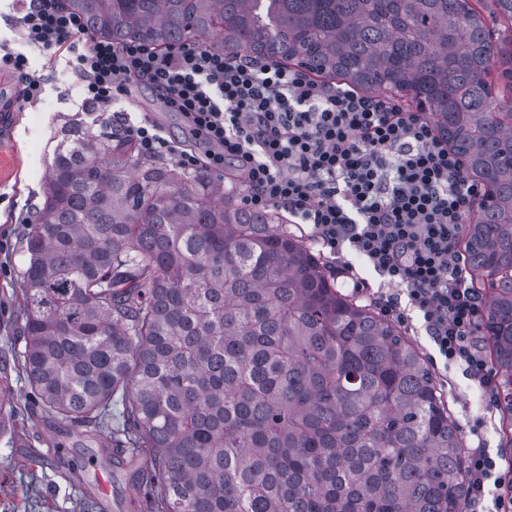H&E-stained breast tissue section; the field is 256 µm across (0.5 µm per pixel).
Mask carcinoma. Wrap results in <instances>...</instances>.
<instances>
[{"instance_id": "cac0c4a2", "label": "carcinoma", "mask_w": 512, "mask_h": 512, "mask_svg": "<svg viewBox=\"0 0 512 512\" xmlns=\"http://www.w3.org/2000/svg\"><path fill=\"white\" fill-rule=\"evenodd\" d=\"M476 4L512 25V0H63L117 44L219 35L229 59L430 112L482 189L463 251L511 427L512 30ZM64 136L25 238L16 360L45 415L149 460L147 512H464L462 437L422 353L338 290L286 215L124 135Z\"/></svg>"}]
</instances>
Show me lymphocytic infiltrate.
Listing matches in <instances>:
<instances>
[{"instance_id": "f902f5d3", "label": "lymphocytic infiltrate", "mask_w": 512, "mask_h": 512, "mask_svg": "<svg viewBox=\"0 0 512 512\" xmlns=\"http://www.w3.org/2000/svg\"><path fill=\"white\" fill-rule=\"evenodd\" d=\"M23 35L75 56L87 108L107 111L132 88H147L179 113L188 138L166 135L154 120L115 124L145 157L168 156L191 172L227 170L254 209H282L310 226L337 276L401 325L419 314L445 361L464 364L489 403L499 381L483 354L482 295L468 284L459 249L465 217L479 194L462 159L427 113L396 100L313 79L305 69L186 44L159 50L90 34L59 0H25ZM383 277L371 291L352 263ZM466 502L502 486L486 449L469 450Z\"/></svg>"}]
</instances>
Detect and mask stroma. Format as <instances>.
<instances>
[{"label":"stroma","mask_w":512,"mask_h":512,"mask_svg":"<svg viewBox=\"0 0 512 512\" xmlns=\"http://www.w3.org/2000/svg\"><path fill=\"white\" fill-rule=\"evenodd\" d=\"M18 0H0V56L24 55L28 71L40 78L39 101L26 103L7 66L0 65V399L14 411L0 433V512H134L133 475L146 459L114 458L107 433L71 432L32 402L25 375L15 366L24 324L21 272L28 263L24 235L43 201L49 165L60 134L68 126L100 131L103 118L83 105L82 82L72 54H50L22 35ZM131 123L156 120L181 134L178 114L168 112L144 88L133 89L110 105ZM462 432L466 448H486L512 460L497 407L486 400L459 364L432 368ZM106 473L108 494L97 489V472Z\"/></svg>","instance_id":"1"}]
</instances>
